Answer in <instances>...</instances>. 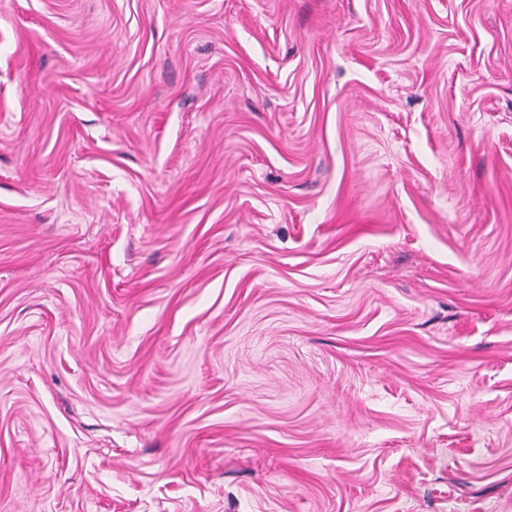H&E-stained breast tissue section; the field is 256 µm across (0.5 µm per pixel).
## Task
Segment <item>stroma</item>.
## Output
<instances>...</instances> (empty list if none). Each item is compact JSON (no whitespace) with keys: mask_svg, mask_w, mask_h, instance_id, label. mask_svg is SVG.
<instances>
[{"mask_svg":"<svg viewBox=\"0 0 512 512\" xmlns=\"http://www.w3.org/2000/svg\"><path fill=\"white\" fill-rule=\"evenodd\" d=\"M0 512H512V0H0Z\"/></svg>","mask_w":512,"mask_h":512,"instance_id":"35a3bbf8","label":"stroma"}]
</instances>
